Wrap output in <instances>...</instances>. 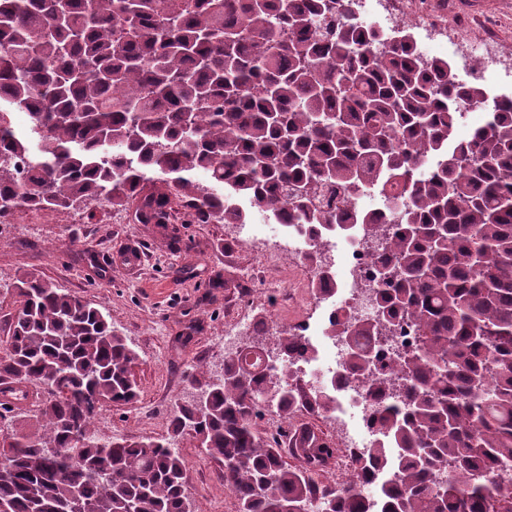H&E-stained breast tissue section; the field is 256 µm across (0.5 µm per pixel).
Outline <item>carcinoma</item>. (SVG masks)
<instances>
[{
  "label": "carcinoma",
  "instance_id": "obj_1",
  "mask_svg": "<svg viewBox=\"0 0 512 512\" xmlns=\"http://www.w3.org/2000/svg\"><path fill=\"white\" fill-rule=\"evenodd\" d=\"M482 86L448 76L410 36L383 42L354 0H0V203L114 208L160 227L180 206L224 223V203L296 224H356L372 241L381 321L337 312L347 375L381 403L398 453L350 454L338 486L311 472L333 456L312 427L258 435L265 412L328 410L330 392L267 386L310 352L297 328L267 330L224 358V379L189 375L203 411L175 402L158 439L104 440L94 420L138 397L137 353L109 316L52 281L18 278L0 353V423L42 393L40 430L0 438L9 512H194L186 436L224 464L239 512H370L356 478L391 472L378 512H512V98L472 138L453 131ZM29 116L18 129L14 113ZM210 179H198L201 171ZM378 190L382 207L359 209ZM415 346L375 365L384 325ZM276 354L278 365L266 359Z\"/></svg>",
  "mask_w": 512,
  "mask_h": 512
}]
</instances>
